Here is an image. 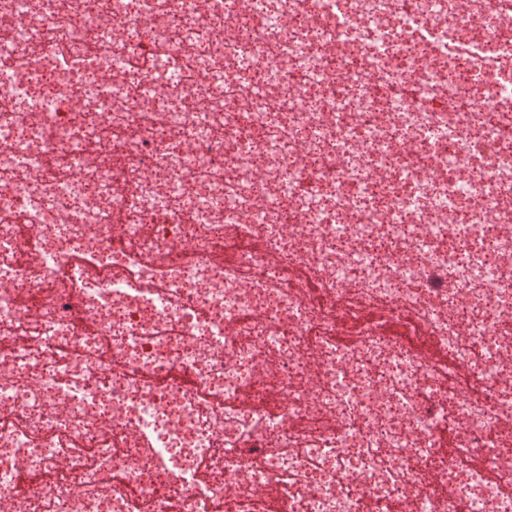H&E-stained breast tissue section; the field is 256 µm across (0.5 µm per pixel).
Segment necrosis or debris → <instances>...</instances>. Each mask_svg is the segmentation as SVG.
<instances>
[{
    "mask_svg": "<svg viewBox=\"0 0 512 512\" xmlns=\"http://www.w3.org/2000/svg\"><path fill=\"white\" fill-rule=\"evenodd\" d=\"M459 42L512 68V0H0V512H512V80ZM412 350L415 354H421L436 362H447L448 348L442 347L432 336L423 334L413 340Z\"/></svg>",
    "mask_w": 512,
    "mask_h": 512,
    "instance_id": "obj_1",
    "label": "necrosis or debris"
}]
</instances>
